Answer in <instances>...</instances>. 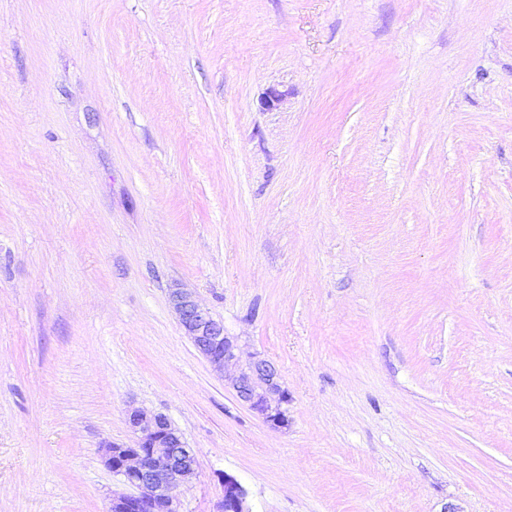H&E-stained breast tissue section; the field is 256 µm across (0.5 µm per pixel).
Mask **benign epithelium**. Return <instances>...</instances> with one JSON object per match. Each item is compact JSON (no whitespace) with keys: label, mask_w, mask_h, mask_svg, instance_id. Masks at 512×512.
Here are the masks:
<instances>
[{"label":"benign epithelium","mask_w":512,"mask_h":512,"mask_svg":"<svg viewBox=\"0 0 512 512\" xmlns=\"http://www.w3.org/2000/svg\"><path fill=\"white\" fill-rule=\"evenodd\" d=\"M170 302L186 336L215 369L237 368L228 377L237 400L271 429L288 427V392L282 387L276 365L259 354L240 363L234 338L190 291L172 289ZM127 423L134 435L133 444L106 443L102 458L134 492L113 498L108 512H179L176 490L194 473L195 453L162 414L134 407L128 411ZM218 512H250L247 491L232 476H224V497Z\"/></svg>","instance_id":"1"}]
</instances>
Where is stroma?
I'll return each mask as SVG.
<instances>
[{"instance_id":"1","label":"stroma","mask_w":512,"mask_h":512,"mask_svg":"<svg viewBox=\"0 0 512 512\" xmlns=\"http://www.w3.org/2000/svg\"><path fill=\"white\" fill-rule=\"evenodd\" d=\"M133 406L180 512H512V0H0V512H107ZM170 302L179 315L180 324L197 351L211 365L224 371H237L228 381L237 400L257 414L273 430L288 426V392L282 387L279 369L267 358L252 354L240 364L238 345L224 331V324L204 309L193 294L173 288ZM217 512H251L247 503V491L232 476L224 475V497Z\"/></svg>"}]
</instances>
